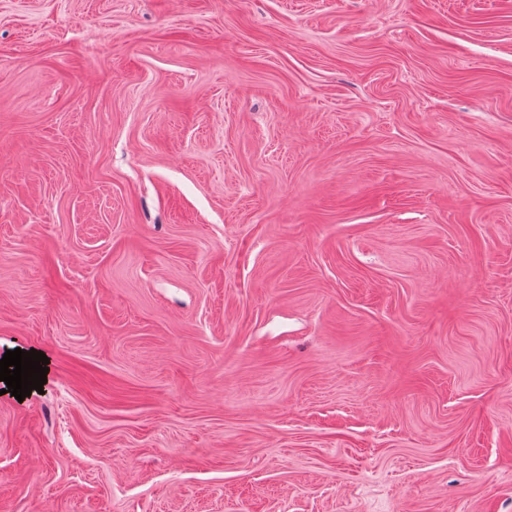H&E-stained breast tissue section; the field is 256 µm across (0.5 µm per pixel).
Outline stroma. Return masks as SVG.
<instances>
[{
	"instance_id": "35a3bbf8",
	"label": "stroma",
	"mask_w": 512,
	"mask_h": 512,
	"mask_svg": "<svg viewBox=\"0 0 512 512\" xmlns=\"http://www.w3.org/2000/svg\"><path fill=\"white\" fill-rule=\"evenodd\" d=\"M0 512H512V0H0Z\"/></svg>"
}]
</instances>
